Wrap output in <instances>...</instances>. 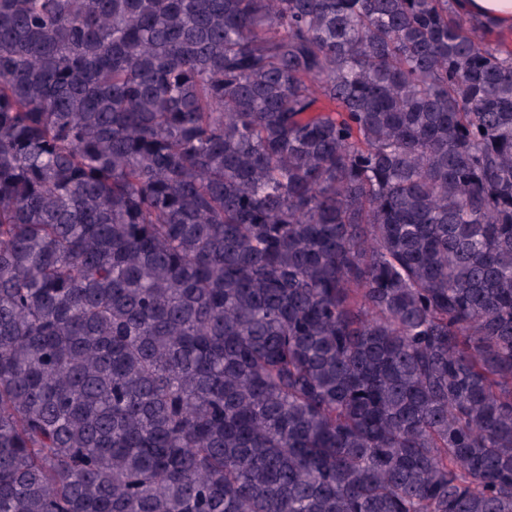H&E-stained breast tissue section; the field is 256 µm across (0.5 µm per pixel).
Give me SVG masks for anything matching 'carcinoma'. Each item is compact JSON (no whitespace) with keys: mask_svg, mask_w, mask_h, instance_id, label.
Masks as SVG:
<instances>
[{"mask_svg":"<svg viewBox=\"0 0 512 512\" xmlns=\"http://www.w3.org/2000/svg\"><path fill=\"white\" fill-rule=\"evenodd\" d=\"M0 512H512V36L0 0Z\"/></svg>","mask_w":512,"mask_h":512,"instance_id":"cac0c4a2","label":"carcinoma"}]
</instances>
